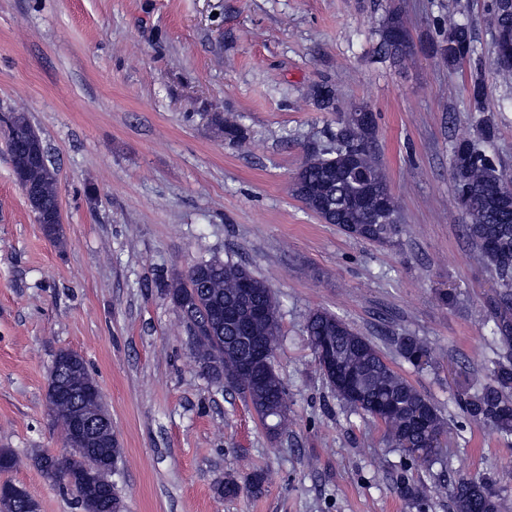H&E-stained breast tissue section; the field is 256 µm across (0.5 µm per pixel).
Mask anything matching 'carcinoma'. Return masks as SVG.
<instances>
[{
    "label": "carcinoma",
    "instance_id": "obj_1",
    "mask_svg": "<svg viewBox=\"0 0 512 512\" xmlns=\"http://www.w3.org/2000/svg\"><path fill=\"white\" fill-rule=\"evenodd\" d=\"M492 37H512V4L492 0ZM404 28L399 10L387 11L380 30L381 53L399 59L411 56L406 39L398 40L394 32ZM434 52L448 69L482 54V48L471 26L454 23L448 26ZM486 83L483 73L471 75L468 87L470 111L477 114L479 141L460 140L451 147L452 178L456 200L465 219L466 233L477 262L490 273L496 293L490 303L491 333L497 344L486 366V380H476L473 390L459 394L468 416L475 422L491 425L499 437L512 439V192L505 186L512 178L502 167L498 156L488 149L497 138L498 126L486 113ZM316 100L324 108L335 110L333 89L321 84L313 89ZM8 141L27 142L38 138L22 112L7 118ZM224 137L236 142L245 140L241 126L233 121L217 122ZM332 145L315 147L303 162L294 181L296 197L327 224L346 226L352 238L384 246L400 232L401 217L390 194L386 176L377 156L376 130L358 123L357 113L340 115L336 129L331 131ZM26 181L39 187L38 195L28 199L46 236L62 243L61 225L46 217L58 212L57 174L49 164L39 163L23 171ZM369 192L386 196L380 209L365 207L359 198ZM252 282V300L261 305L265 316L251 322V333L275 348L281 336L280 305L271 288L247 267L217 258L204 260V265L185 274H177L166 284L169 294L183 302L182 314L192 335L193 355L201 365L218 364L225 379L253 406L260 419L276 418L275 427L288 426V406L283 402L286 391L273 366L261 365L254 373L240 370L238 361L224 353L234 344L250 350L252 343L240 340L235 326L214 316V309L238 297L242 278ZM307 336L314 352L324 347L336 356V364L352 374L351 388H346L328 373L324 378L336 396L351 408L375 417L378 408L387 403L391 409L382 420L386 443L407 451L428 448L444 433V421L431 400L419 392L387 362L381 351L367 337L335 314L318 309L307 320ZM399 354L409 363L417 357H429L430 347L415 336H403L396 342ZM66 381L87 388L98 386L85 360L69 352L63 375L51 368L47 402L54 424L63 439L78 448H95L97 455L75 454L63 461L47 454L35 455V464L49 479L55 481L67 471L81 484L87 471L96 469L98 482L110 480L112 464L121 457L122 449L111 438L112 430L104 432L101 441H80L73 435L76 421L90 415L109 414L103 400L72 402L55 397L60 382ZM264 476L254 473L243 482L229 480L221 493L225 496L262 494ZM450 498L455 512H503L504 503L484 479L460 478L450 485ZM82 512H106L107 501L93 487L77 498ZM0 512H39L38 502L23 488L5 482L0 485Z\"/></svg>",
    "mask_w": 512,
    "mask_h": 512
}]
</instances>
